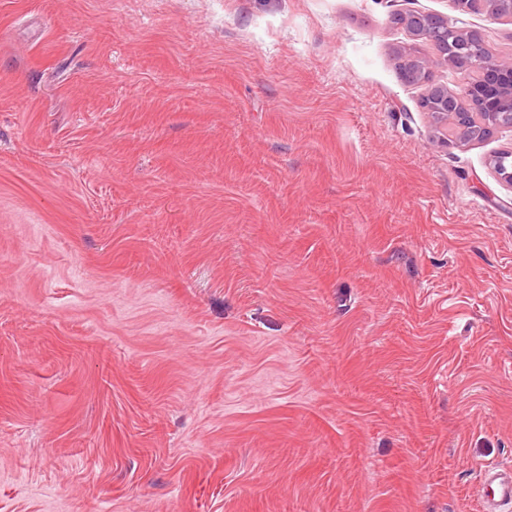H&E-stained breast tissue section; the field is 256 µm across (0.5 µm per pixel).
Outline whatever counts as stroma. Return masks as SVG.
I'll list each match as a JSON object with an SVG mask.
<instances>
[{"mask_svg":"<svg viewBox=\"0 0 512 512\" xmlns=\"http://www.w3.org/2000/svg\"><path fill=\"white\" fill-rule=\"evenodd\" d=\"M0 0V512H485L512 465V129L397 13ZM483 489L493 495V500L502 505H512V466L491 463L485 466L479 476Z\"/></svg>","mask_w":512,"mask_h":512,"instance_id":"1","label":"stroma"}]
</instances>
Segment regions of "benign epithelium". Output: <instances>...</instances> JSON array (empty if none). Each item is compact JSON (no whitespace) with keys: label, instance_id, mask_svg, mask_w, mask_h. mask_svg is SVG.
Returning <instances> with one entry per match:
<instances>
[{"label":"benign epithelium","instance_id":"obj_1","mask_svg":"<svg viewBox=\"0 0 512 512\" xmlns=\"http://www.w3.org/2000/svg\"><path fill=\"white\" fill-rule=\"evenodd\" d=\"M463 9L488 8L494 18L512 19V0H455ZM400 24L412 33L425 37L436 55L429 60L410 59L409 64L426 82L432 69L446 63L465 75L460 91L443 85L431 86L423 99L425 108L437 119L452 125L462 141L483 140L494 130L512 128V62H502L466 42L448 50V20L419 12L399 15ZM495 173L512 185V151L493 156Z\"/></svg>","mask_w":512,"mask_h":512}]
</instances>
